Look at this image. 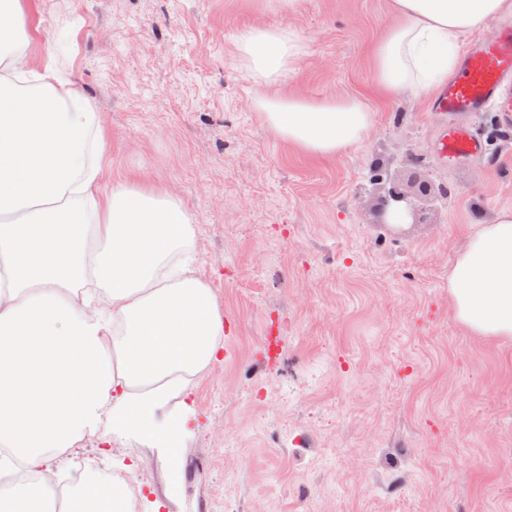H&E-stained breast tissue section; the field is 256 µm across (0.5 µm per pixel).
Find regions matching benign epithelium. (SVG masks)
Returning <instances> with one entry per match:
<instances>
[{"label": "benign epithelium", "instance_id": "7a95c632", "mask_svg": "<svg viewBox=\"0 0 512 512\" xmlns=\"http://www.w3.org/2000/svg\"><path fill=\"white\" fill-rule=\"evenodd\" d=\"M373 181L380 190L377 208L382 217L387 214L394 219L409 216L417 222L421 218V210L415 200L434 202L446 198L448 194L445 187L418 176L413 177L408 184L395 176L384 177L380 174L374 176Z\"/></svg>", "mask_w": 512, "mask_h": 512}]
</instances>
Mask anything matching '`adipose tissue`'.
Listing matches in <instances>:
<instances>
[{
  "instance_id": "adipose-tissue-1",
  "label": "adipose tissue",
  "mask_w": 512,
  "mask_h": 512,
  "mask_svg": "<svg viewBox=\"0 0 512 512\" xmlns=\"http://www.w3.org/2000/svg\"><path fill=\"white\" fill-rule=\"evenodd\" d=\"M512 14V0H393L371 65L385 94H427L458 66L462 37ZM267 85L291 70L301 39L251 27L234 40ZM268 125L303 150L338 155L362 141L356 96L258 100ZM106 144L94 102L27 46L0 41V469L32 475L0 491V512H55L43 478L83 479L56 512H159L129 477L95 475L78 444L137 434L177 450L192 433L188 378L218 361L224 319L194 267L195 230L179 198L104 186ZM457 320L512 339V210L480 225L449 275Z\"/></svg>"
}]
</instances>
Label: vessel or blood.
<instances>
[{"label":"vessel or blood","instance_id":"obj_1","mask_svg":"<svg viewBox=\"0 0 512 512\" xmlns=\"http://www.w3.org/2000/svg\"><path fill=\"white\" fill-rule=\"evenodd\" d=\"M439 112L479 114L495 109L503 123H512V24L503 25L497 37L473 48L458 73L433 100ZM437 153L445 161L480 157L482 143L470 125H451L437 143Z\"/></svg>","mask_w":512,"mask_h":512}]
</instances>
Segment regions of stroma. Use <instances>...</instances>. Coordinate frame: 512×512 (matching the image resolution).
<instances>
[{
    "mask_svg": "<svg viewBox=\"0 0 512 512\" xmlns=\"http://www.w3.org/2000/svg\"><path fill=\"white\" fill-rule=\"evenodd\" d=\"M390 8L22 0L32 66L53 61L95 103L104 184L182 200L224 317L177 461L128 436L79 450L105 472L134 465L161 512H512V339L470 332L448 294L477 221L512 209V127L481 113L484 159L442 167L447 116L373 80ZM250 26L301 39L281 94L363 99L361 142L312 155L269 127L232 45ZM414 153L447 198L429 223H378L372 176H409Z\"/></svg>",
    "mask_w": 512,
    "mask_h": 512,
    "instance_id": "35a3bbf8",
    "label": "stroma"
}]
</instances>
